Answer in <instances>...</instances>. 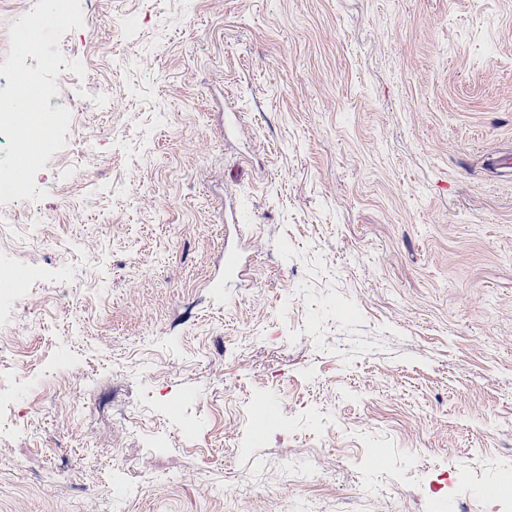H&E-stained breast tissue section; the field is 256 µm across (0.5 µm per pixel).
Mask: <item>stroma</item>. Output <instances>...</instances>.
Returning a JSON list of instances; mask_svg holds the SVG:
<instances>
[{
  "instance_id": "obj_1",
  "label": "stroma",
  "mask_w": 512,
  "mask_h": 512,
  "mask_svg": "<svg viewBox=\"0 0 512 512\" xmlns=\"http://www.w3.org/2000/svg\"><path fill=\"white\" fill-rule=\"evenodd\" d=\"M80 3L84 114L0 243L44 274L0 298V512L512 499V0Z\"/></svg>"
}]
</instances>
